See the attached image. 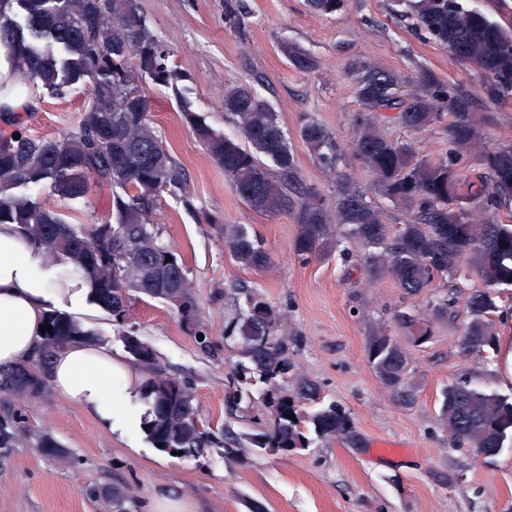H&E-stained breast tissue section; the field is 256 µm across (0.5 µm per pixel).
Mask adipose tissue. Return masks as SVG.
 Returning <instances> with one entry per match:
<instances>
[{
  "label": "adipose tissue",
  "instance_id": "adipose-tissue-1",
  "mask_svg": "<svg viewBox=\"0 0 512 512\" xmlns=\"http://www.w3.org/2000/svg\"><path fill=\"white\" fill-rule=\"evenodd\" d=\"M93 306L81 272L45 262L16 225H0V365L11 367L33 355L47 313H66L86 331ZM49 375L61 395L91 412L111 434L130 438L144 432L143 375L102 343L59 350Z\"/></svg>",
  "mask_w": 512,
  "mask_h": 512
}]
</instances>
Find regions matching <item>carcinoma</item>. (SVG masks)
Segmentation results:
<instances>
[{
    "label": "carcinoma",
    "mask_w": 512,
    "mask_h": 512,
    "mask_svg": "<svg viewBox=\"0 0 512 512\" xmlns=\"http://www.w3.org/2000/svg\"><path fill=\"white\" fill-rule=\"evenodd\" d=\"M399 2L413 25L458 61L479 70L487 100L512 95V30L465 7L462 0ZM344 4L307 0L309 10L322 16L335 14ZM15 6L24 12L23 27L11 16ZM0 48L10 53L18 76L4 90L28 85L61 96L69 85L84 82L89 95L75 131L52 138L30 136L20 127L0 133V224L18 225L46 260L82 271L97 304L117 324L129 319L137 292L175 307L194 335L206 334L185 264L160 242L155 222L162 189L183 186V175L149 119L141 79L147 74L152 83L168 86L177 74L136 0H0ZM282 52L300 71L318 68L315 57L296 44H283ZM350 71L359 102L352 118V158L372 176L378 194L405 211L404 223L395 228L383 222L379 208L350 175L337 170L344 154L314 120L306 121L299 134L320 164L337 173L335 204L329 205L318 190L301 186L275 113L251 87L238 84L224 90L222 106L234 120L236 137L216 132L187 106L182 107L183 118L248 205L269 213L294 212L299 234L292 252L299 261H311L330 241L339 248L343 238L351 237L365 249L369 278L388 276L406 295L437 280L455 289L460 279L479 278L482 288L466 301L473 319L458 346L466 356L486 353L495 347L496 337L484 317L497 309L494 295L512 288V224L494 219L498 209L512 205V147L480 152L476 169L465 176L460 160L478 139L469 91L450 88L427 70L406 80L362 58L351 62ZM445 111L452 117L448 154L437 161L416 159L413 143L387 137L374 121L375 113L387 112V119L415 134L433 129ZM272 165L280 176L273 175ZM91 180L123 190L112 194L107 217L94 224H70L25 191L48 181L59 196L77 198L88 191ZM222 230L224 249L238 266L267 263L262 241L249 226L226 224ZM454 303L445 295L426 314L396 311L393 322L408 329L411 343L419 346L430 338L433 320L447 318ZM245 304L225 339L249 365L231 373L224 406L233 417L249 414L254 401H245L247 386L263 383L261 410L252 415L260 430L244 443L224 430V455L235 457L248 445L288 456L316 438L348 437L352 419L342 405L329 402L308 411L303 405L318 399L317 386L306 380L289 384L295 363L282 332L284 313L256 290L245 292ZM45 323L52 333L40 336L34 355L13 368H0V395L22 399L46 392L54 353L88 338L63 313L48 314ZM128 352L145 376L150 442L162 444L160 450L167 453H204L213 435L198 420L190 383L171 374L141 339ZM366 358L385 386L404 391L409 356L388 330L370 336ZM440 418L452 447L466 444L491 457L512 445V398L473 387L465 379L443 389Z\"/></svg>",
    "instance_id": "1"
}]
</instances>
